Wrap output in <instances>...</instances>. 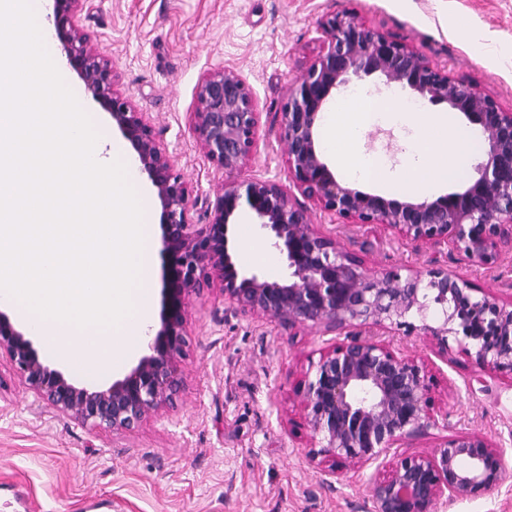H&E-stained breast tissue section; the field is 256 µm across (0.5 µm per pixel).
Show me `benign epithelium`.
<instances>
[{
	"mask_svg": "<svg viewBox=\"0 0 512 512\" xmlns=\"http://www.w3.org/2000/svg\"><path fill=\"white\" fill-rule=\"evenodd\" d=\"M52 2L50 18L66 65L109 114L160 202L164 308L159 328L149 334L147 353L107 387L81 386L50 368L31 333L0 311V354L37 399L85 426L138 430L180 396L189 348L187 299L216 286L234 312L265 314L290 327L315 326L322 336L349 337L329 348L314 377H305L297 388L312 431L308 458L334 478L342 466L376 463L397 443L437 424L422 367L374 339L376 332L391 325L418 329L443 351L455 342L481 372L512 374V300L474 287L436 260L404 276L397 271L369 275L357 256L309 222L304 207L282 186L236 181L256 148L259 113L250 86L233 68L206 72L196 86L192 134L225 181L208 202L209 222L194 223L191 189L148 118L115 89L118 76L98 43L79 29L81 0ZM318 26L322 48L282 112L293 187L335 217L380 224L435 247L450 245L483 264L512 252V111L352 13L327 16ZM378 72L432 104L450 105L481 128L482 160L474 182L432 202H400L337 180L316 144L319 114L351 77ZM243 206L259 220L270 244L286 253L287 279L270 281L236 268L228 233L230 219ZM430 309L436 324L416 327L406 321L410 313L424 317ZM504 473V450L492 439L454 435L429 452L398 459L388 476L373 483L371 512H436L441 502L499 487Z\"/></svg>",
	"mask_w": 512,
	"mask_h": 512,
	"instance_id": "benign-epithelium-1",
	"label": "benign epithelium"
}]
</instances>
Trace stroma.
I'll return each instance as SVG.
<instances>
[{
    "label": "stroma",
    "instance_id": "stroma-1",
    "mask_svg": "<svg viewBox=\"0 0 512 512\" xmlns=\"http://www.w3.org/2000/svg\"><path fill=\"white\" fill-rule=\"evenodd\" d=\"M343 12L512 109V0H83L78 21L136 110L149 117L198 201L193 221L203 224L224 175L190 128L200 77L231 67L254 93L259 140L238 181L288 186L281 112L320 50L319 20ZM410 134L381 124L366 132L362 147L402 173ZM306 210L311 224L356 253L368 273L423 271L437 257L474 287L512 298L511 256L484 265L455 249L438 254L396 239L380 226L342 223L311 203ZM252 243L267 247L269 261L243 262ZM229 251L240 271L288 273L285 254L268 248L247 211L233 220ZM188 331L180 399L134 433L79 425L38 402L0 360V512H366L383 469L347 467L329 484L307 458L311 430L297 385L314 375L334 337L232 313L216 289L190 296ZM381 339L422 364L438 419L391 449L386 463L460 432L483 434L505 450L503 485L439 512H512V376L480 372L456 349L441 354L417 330L394 327Z\"/></svg>",
    "mask_w": 512,
    "mask_h": 512
}]
</instances>
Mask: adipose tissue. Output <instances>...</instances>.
<instances>
[{
  "label": "adipose tissue",
  "mask_w": 512,
  "mask_h": 512,
  "mask_svg": "<svg viewBox=\"0 0 512 512\" xmlns=\"http://www.w3.org/2000/svg\"><path fill=\"white\" fill-rule=\"evenodd\" d=\"M390 108L399 121L415 130L408 158L413 176L410 191L424 193L463 177L481 147L468 128L456 124L447 112H433L426 107L409 112L401 101L391 102ZM374 124L370 94L360 89L343 96L340 106L324 115V151L348 180L400 193V185L385 174L379 157L359 148L364 134Z\"/></svg>",
  "instance_id": "adipose-tissue-1"
}]
</instances>
